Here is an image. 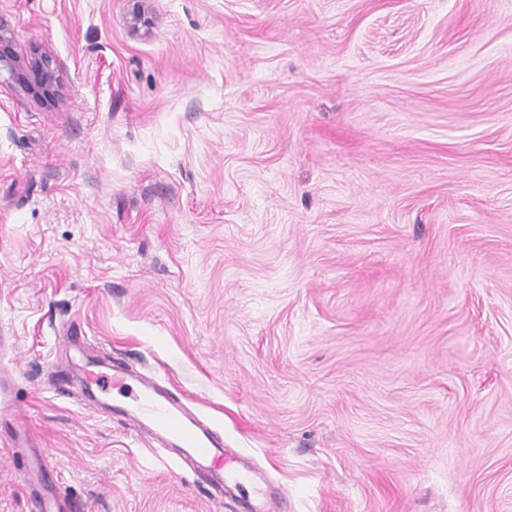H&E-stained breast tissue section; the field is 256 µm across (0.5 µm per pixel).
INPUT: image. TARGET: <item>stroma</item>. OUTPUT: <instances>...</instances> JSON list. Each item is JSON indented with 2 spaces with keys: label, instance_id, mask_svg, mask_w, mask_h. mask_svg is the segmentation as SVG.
<instances>
[{
  "label": "stroma",
  "instance_id": "stroma-1",
  "mask_svg": "<svg viewBox=\"0 0 512 512\" xmlns=\"http://www.w3.org/2000/svg\"><path fill=\"white\" fill-rule=\"evenodd\" d=\"M0 0V355L70 512H512V0ZM98 365L100 384L83 371ZM65 395H56L58 386ZM0 436V512H28ZM11 31L0 22V76L7 71L15 80L51 86L59 80L58 69L48 58L28 59L17 54L13 47ZM139 392L130 407L121 411L136 425L147 428L168 448H177L184 456L204 468L210 482L220 488L235 490L244 500L243 509L253 512L248 487L253 493H262L254 482L252 471L237 466V457L223 448L216 432L203 424L188 410L186 405L169 391L162 388L153 378L137 377Z\"/></svg>",
  "mask_w": 512,
  "mask_h": 512
}]
</instances>
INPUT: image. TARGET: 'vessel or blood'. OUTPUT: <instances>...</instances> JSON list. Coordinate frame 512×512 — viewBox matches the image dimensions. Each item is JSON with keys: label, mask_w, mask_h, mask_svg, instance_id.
Listing matches in <instances>:
<instances>
[{"label": "vessel or blood", "mask_w": 512, "mask_h": 512, "mask_svg": "<svg viewBox=\"0 0 512 512\" xmlns=\"http://www.w3.org/2000/svg\"><path fill=\"white\" fill-rule=\"evenodd\" d=\"M139 391L125 415L139 427L148 429L168 448L182 451L184 456L203 467L212 483L219 488L235 490L244 500L245 512H253L248 500L254 484L250 469L239 466L235 455L229 453L223 441L208 425L203 424L186 405L153 378L137 379ZM0 410L8 416L10 438L14 448L28 447L24 411L12 403L4 386L0 385ZM56 474L53 465L44 457H33L23 481L27 487L29 512H64L66 504L53 492Z\"/></svg>", "instance_id": "obj_1"}]
</instances>
